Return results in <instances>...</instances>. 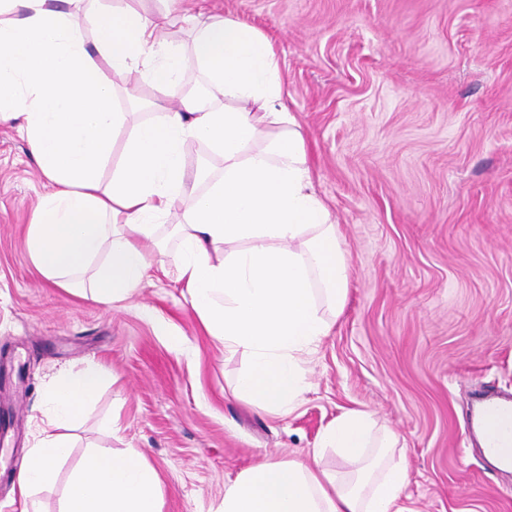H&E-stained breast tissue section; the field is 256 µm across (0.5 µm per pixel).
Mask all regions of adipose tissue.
Masks as SVG:
<instances>
[{"mask_svg": "<svg viewBox=\"0 0 512 512\" xmlns=\"http://www.w3.org/2000/svg\"><path fill=\"white\" fill-rule=\"evenodd\" d=\"M0 19V112L22 118L30 152L54 186L43 197L27 248L55 287L109 306L148 276L140 240L176 198L193 203L178 225L180 263L203 328L250 364L236 397L275 414L291 412L305 387L303 355L330 333L321 304L342 311L350 264L338 224L317 195L305 139L282 102L272 43L230 16H182L191 49L176 41L168 14L113 7L87 44L70 0H5ZM138 71L151 87L176 93L179 107L135 123L120 163L112 138L125 122L101 63ZM208 77L220 104L184 90L188 66ZM206 142L224 163L208 191L185 167L181 146ZM110 179H103L104 169ZM91 364L53 386L50 434L17 475L23 498L52 480L69 448L67 429L103 385ZM370 415L350 410L330 424L322 448L337 449L346 472L309 459L263 461L224 486L223 512H409L403 462L370 455ZM64 512H161L159 477L135 448L91 451L73 473Z\"/></svg>", "mask_w": 512, "mask_h": 512, "instance_id": "1", "label": "adipose tissue"}]
</instances>
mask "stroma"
Wrapping results in <instances>:
<instances>
[{
	"instance_id": "35a3bbf8",
	"label": "stroma",
	"mask_w": 512,
	"mask_h": 512,
	"mask_svg": "<svg viewBox=\"0 0 512 512\" xmlns=\"http://www.w3.org/2000/svg\"><path fill=\"white\" fill-rule=\"evenodd\" d=\"M237 16L273 44L282 102L305 138L317 194L350 259L347 299L277 415L235 398L246 369L203 330L177 279V201L143 247L149 282L112 306L55 288L26 237L52 186L21 121L0 120V512L51 413L55 376L110 374L75 421L37 512H61L88 449H139L162 512H220L254 464L299 459L351 409L397 438L411 512H512V472L484 458L472 403L512 398V0H181ZM115 105L176 99L104 67ZM181 336L173 345L165 331Z\"/></svg>"
}]
</instances>
